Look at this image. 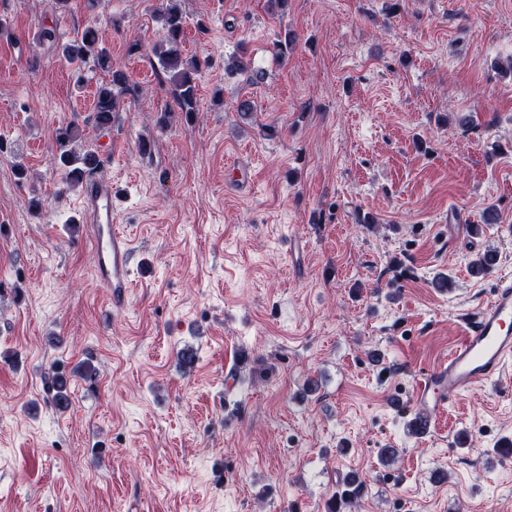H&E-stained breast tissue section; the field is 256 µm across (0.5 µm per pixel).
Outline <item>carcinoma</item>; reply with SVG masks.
I'll list each match as a JSON object with an SVG mask.
<instances>
[{
  "label": "carcinoma",
  "mask_w": 512,
  "mask_h": 512,
  "mask_svg": "<svg viewBox=\"0 0 512 512\" xmlns=\"http://www.w3.org/2000/svg\"><path fill=\"white\" fill-rule=\"evenodd\" d=\"M159 12L163 21V39L160 46L153 47V51L163 72L168 76L169 92L174 103L184 114L185 121L190 122L199 111L196 80L207 66V61L182 54L184 17L180 0H160ZM62 55L73 65H81L91 60L96 69L108 76V81L102 83L97 90L94 121L101 128L110 127L117 96L129 90V86L126 73L112 63L111 55L100 45L98 30L93 26H87L76 33L74 39L62 45ZM225 68L246 75L247 80L253 84H259L265 79V73L253 65L252 58L244 46L237 55L229 59ZM79 139L80 130L72 123L62 125L56 131L58 159L64 169L65 182L71 188L80 187L101 164L96 152L77 149ZM47 382L52 391L54 404L58 407L67 406L70 375L54 368L48 374ZM363 492V480L358 477L348 480L336 491L326 512H344L362 497Z\"/></svg>",
  "instance_id": "obj_1"
}]
</instances>
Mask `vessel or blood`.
Returning <instances> with one entry per match:
<instances>
[{
    "label": "vessel or blood",
    "instance_id": "b4317fda",
    "mask_svg": "<svg viewBox=\"0 0 512 512\" xmlns=\"http://www.w3.org/2000/svg\"><path fill=\"white\" fill-rule=\"evenodd\" d=\"M83 222L93 244L94 270L107 288L113 310L125 307L131 281L132 244L112 224V184L92 179L81 203ZM512 361V278L500 279L489 302L470 319L447 358L424 375L408 397H392L391 408L407 412L408 429L417 439L435 430L434 408L459 399L473 387L498 376Z\"/></svg>",
    "mask_w": 512,
    "mask_h": 512
}]
</instances>
